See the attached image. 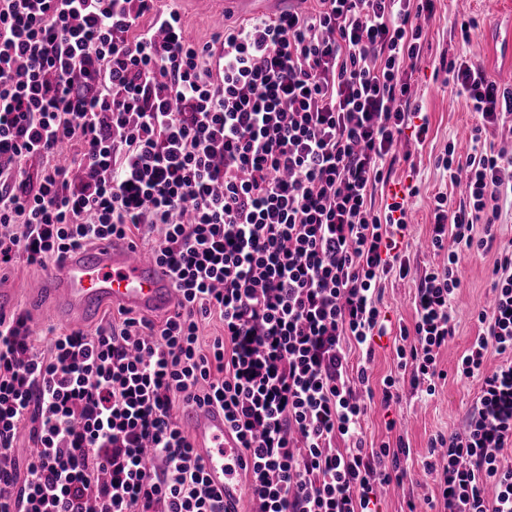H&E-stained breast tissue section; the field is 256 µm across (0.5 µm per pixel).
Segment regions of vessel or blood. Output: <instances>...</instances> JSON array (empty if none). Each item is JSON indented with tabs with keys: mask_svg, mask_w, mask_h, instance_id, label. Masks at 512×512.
Listing matches in <instances>:
<instances>
[{
	"mask_svg": "<svg viewBox=\"0 0 512 512\" xmlns=\"http://www.w3.org/2000/svg\"><path fill=\"white\" fill-rule=\"evenodd\" d=\"M292 0H222L223 11L249 14L279 13ZM53 304L54 314L71 323H90L99 311L117 306L136 314L162 313L176 307V290L165 266L129 242L111 240L67 252L43 277L41 297ZM184 417L192 444L204 461L210 487L223 496L229 512H238L244 495L238 473L246 457L224 423V412L215 406L187 403Z\"/></svg>",
	"mask_w": 512,
	"mask_h": 512,
	"instance_id": "obj_1",
	"label": "vessel or blood"
}]
</instances>
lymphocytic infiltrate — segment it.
Returning a JSON list of instances; mask_svg holds the SVG:
<instances>
[{"instance_id": "obj_1", "label": "lymphocytic infiltrate", "mask_w": 512, "mask_h": 512, "mask_svg": "<svg viewBox=\"0 0 512 512\" xmlns=\"http://www.w3.org/2000/svg\"><path fill=\"white\" fill-rule=\"evenodd\" d=\"M157 2L0 0V268L142 240L177 291L161 323L123 309L43 347L25 313L0 314V512H224L177 422L188 399L223 409L250 512H374L375 486L403 481L411 451L367 446L374 394L349 355L387 333L382 278L411 273L409 202L375 193L411 121L436 0H316L205 43ZM448 83L484 126L512 115V87L478 60L450 59ZM440 163L467 201L435 197L430 243L447 263L420 275L396 348L428 396L447 376L461 264L492 248L512 197L511 155L476 144ZM490 288L456 369L480 392L424 465L445 512H512V250ZM213 318L222 332L202 343Z\"/></svg>"}]
</instances>
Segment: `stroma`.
<instances>
[{
    "label": "stroma",
    "instance_id": "obj_1",
    "mask_svg": "<svg viewBox=\"0 0 512 512\" xmlns=\"http://www.w3.org/2000/svg\"><path fill=\"white\" fill-rule=\"evenodd\" d=\"M478 21L479 29L472 41H462L452 24L460 17ZM501 16V0H438L434 16L426 23L424 58L415 73V107L429 122V133L424 143H417L414 129H406L398 146L403 158L392 171L384 188L385 197L418 186V194L411 200L408 230L400 243L408 257L412 274L404 280L388 278L383 281L382 306L391 325L410 323L412 299L416 293L421 272L440 258L426 247L429 224L436 193L445 192L453 201L465 200L463 187L452 185L448 174L436 159L448 144H455L459 154L471 151V138L480 124L465 97L452 92L446 82L447 74L440 62L458 56L476 57L489 77L499 84L512 82V65L492 62L488 39ZM495 249L466 258L461 266L462 286L452 302L456 335L439 356L440 366L449 376L442 382L436 395L421 400L412 388H405L403 397L390 407L376 406L363 423L367 440L373 442L404 440L411 448L408 466L412 480L401 487H392L378 496L379 512H408L410 496H431L435 483L423 470L429 441L439 434H449L462 428L468 410L477 397L479 383L474 379H457L453 371L464 350L478 332L474 319L475 308L490 294L489 271L497 257V247L512 241V205L504 206L495 226ZM396 419L398 428L387 430L389 419Z\"/></svg>",
    "mask_w": 512,
    "mask_h": 512
}]
</instances>
